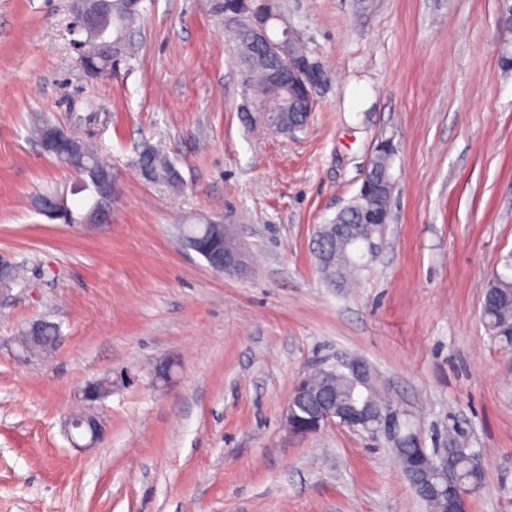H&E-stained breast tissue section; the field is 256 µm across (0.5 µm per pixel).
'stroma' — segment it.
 Wrapping results in <instances>:
<instances>
[{
    "label": "stroma",
    "instance_id": "1",
    "mask_svg": "<svg viewBox=\"0 0 512 512\" xmlns=\"http://www.w3.org/2000/svg\"><path fill=\"white\" fill-rule=\"evenodd\" d=\"M224 0H142L117 72L87 78L74 0H0V512H426L384 439L335 423L300 437L284 409L313 366L365 359L425 448L464 434L484 458L467 512H512V353L481 319L512 252V68L505 0H280L329 72L308 126L249 127L256 106ZM40 118L93 141L120 194L108 223L34 206L76 175L42 153ZM395 147L391 223L348 288L313 239ZM162 144L181 185L140 179ZM233 224L248 264L218 274L178 237ZM61 338L14 343L31 320ZM98 442L73 447L84 388ZM48 323L45 319L34 320L33 323L29 324L31 329H34L38 325V336H26L24 333L20 337V342L23 346L28 348L32 353H48L50 352L57 341V336H60L59 327L54 324H42Z\"/></svg>",
    "mask_w": 512,
    "mask_h": 512
}]
</instances>
